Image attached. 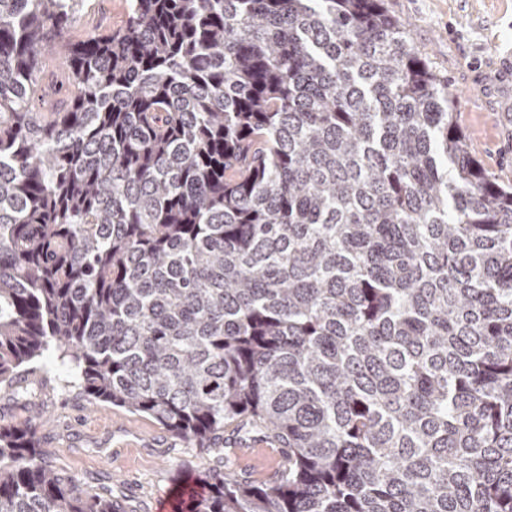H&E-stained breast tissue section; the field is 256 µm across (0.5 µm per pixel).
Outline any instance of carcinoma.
<instances>
[{
  "label": "carcinoma",
  "mask_w": 512,
  "mask_h": 512,
  "mask_svg": "<svg viewBox=\"0 0 512 512\" xmlns=\"http://www.w3.org/2000/svg\"><path fill=\"white\" fill-rule=\"evenodd\" d=\"M0 0V384L207 452L187 512H512V190L384 0ZM68 59V93L42 59ZM0 512H128L0 424ZM97 4L88 13L78 15L72 35L86 37L102 30L119 29L127 14V0H93Z\"/></svg>",
  "instance_id": "1"
}]
</instances>
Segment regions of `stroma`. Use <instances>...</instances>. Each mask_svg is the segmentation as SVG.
I'll use <instances>...</instances> for the list:
<instances>
[{"label":"stroma","mask_w":512,"mask_h":512,"mask_svg":"<svg viewBox=\"0 0 512 512\" xmlns=\"http://www.w3.org/2000/svg\"><path fill=\"white\" fill-rule=\"evenodd\" d=\"M408 24L430 66L448 78L456 122L474 157L499 183L512 185V0H385ZM127 0H96L72 33L119 29ZM66 373L47 357L32 374L38 392L26 407L0 387V424L35 417L42 448L55 465L86 479L90 492L126 495L131 512H153L158 494L177 495L203 472L228 462L239 471L232 434L223 454L174 438L154 419L106 403H89L65 386Z\"/></svg>","instance_id":"stroma-1"}]
</instances>
